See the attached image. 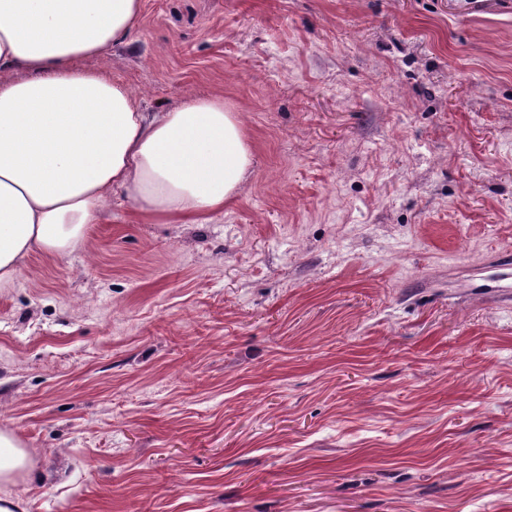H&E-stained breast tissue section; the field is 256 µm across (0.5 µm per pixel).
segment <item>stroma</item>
<instances>
[{"mask_svg":"<svg viewBox=\"0 0 512 512\" xmlns=\"http://www.w3.org/2000/svg\"><path fill=\"white\" fill-rule=\"evenodd\" d=\"M78 66L238 112L202 224L112 200L0 288L17 512H512V0H142Z\"/></svg>","mask_w":512,"mask_h":512,"instance_id":"obj_1","label":"stroma"}]
</instances>
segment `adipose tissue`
<instances>
[{"mask_svg": "<svg viewBox=\"0 0 512 512\" xmlns=\"http://www.w3.org/2000/svg\"><path fill=\"white\" fill-rule=\"evenodd\" d=\"M141 0H0V288L34 252L82 248L121 194L145 222L201 224L234 200L253 154L237 112L186 95L145 112L121 81L78 69L135 29ZM31 453L0 430V485Z\"/></svg>", "mask_w": 512, "mask_h": 512, "instance_id": "adipose-tissue-1", "label": "adipose tissue"}]
</instances>
